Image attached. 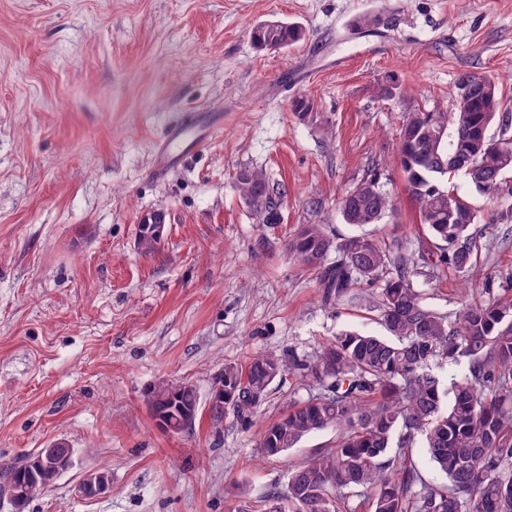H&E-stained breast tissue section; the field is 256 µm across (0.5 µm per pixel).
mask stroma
<instances>
[{"label":"stroma","instance_id":"1","mask_svg":"<svg viewBox=\"0 0 512 512\" xmlns=\"http://www.w3.org/2000/svg\"><path fill=\"white\" fill-rule=\"evenodd\" d=\"M268 20L305 40L257 49L250 31ZM465 72L493 78L512 116V0H0V460L56 442L78 458L25 512H264L290 467L331 448L325 430L277 459L257 451L307 398L297 374L246 427L214 418L212 394L225 365L255 354L310 357L345 328L385 335L378 285L324 302L286 243L303 224L354 234L339 200L373 174L396 209L364 233L415 240L399 129L408 113L451 110ZM298 96L315 122L293 116ZM194 112L224 122L156 177L157 146ZM244 167L279 191L275 223L235 192ZM451 182L477 213V263L424 266L413 284L454 324L472 298L512 299V222ZM153 212L166 220L146 255L139 224ZM162 383L196 389L192 430L157 426ZM97 468L108 490L80 496Z\"/></svg>","mask_w":512,"mask_h":512}]
</instances>
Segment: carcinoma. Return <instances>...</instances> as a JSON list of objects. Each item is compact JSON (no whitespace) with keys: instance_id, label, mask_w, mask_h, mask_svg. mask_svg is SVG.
I'll return each mask as SVG.
<instances>
[{"instance_id":"cac0c4a2","label":"carcinoma","mask_w":512,"mask_h":512,"mask_svg":"<svg viewBox=\"0 0 512 512\" xmlns=\"http://www.w3.org/2000/svg\"><path fill=\"white\" fill-rule=\"evenodd\" d=\"M304 38L301 28L281 21L252 30L261 49H283ZM481 80L478 94L455 95L451 111L412 112L402 121L395 161L426 232L416 238V250L383 247L364 234L335 241L320 224L302 225L288 241L291 257L320 270L327 302L394 268L377 300L394 339L343 329L310 358L258 354L244 368L224 367V399L212 405L216 418L230 413L249 422L272 383L291 369L316 389L263 430L262 456L278 457L312 433L336 430L333 447L288 471L285 491L267 497L265 512H339L350 497L367 499L372 512H512V302L475 298L451 328L423 304L412 282L425 248L436 267L466 272L474 266L470 230L476 214L445 183L448 170L459 168L491 200L499 198L503 173L512 170L511 138L487 136L480 149L472 148L474 129H488L501 110L496 81ZM291 110L301 122L316 117L309 98L293 99ZM235 188L260 222L274 220L273 191L263 173L240 169ZM394 206L374 177L345 193L340 212L345 223L359 227L378 223ZM161 232L155 214L141 225L137 248L154 253ZM333 252L336 261L325 265ZM443 358L468 361V373L447 387L433 370ZM152 409L161 427L190 430L196 390L162 384L153 391ZM418 437L446 483H430L405 463V449ZM25 462L0 463V499L15 486L27 487L30 501L54 487L57 479L47 475L27 481Z\"/></svg>"}]
</instances>
